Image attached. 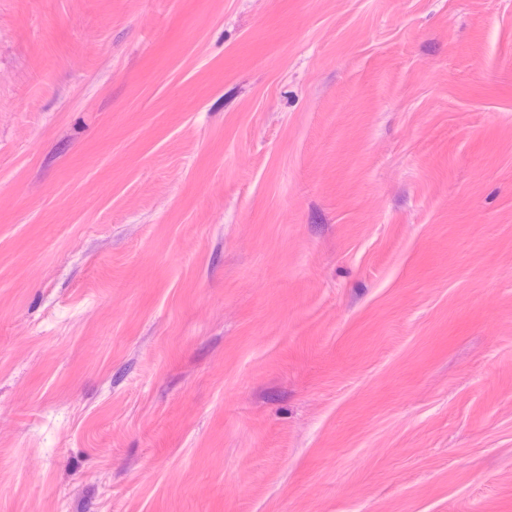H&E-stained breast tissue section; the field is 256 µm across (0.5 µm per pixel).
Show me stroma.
<instances>
[{
  "label": "stroma",
  "mask_w": 512,
  "mask_h": 512,
  "mask_svg": "<svg viewBox=\"0 0 512 512\" xmlns=\"http://www.w3.org/2000/svg\"><path fill=\"white\" fill-rule=\"evenodd\" d=\"M0 512H512V0H0Z\"/></svg>",
  "instance_id": "obj_1"
}]
</instances>
